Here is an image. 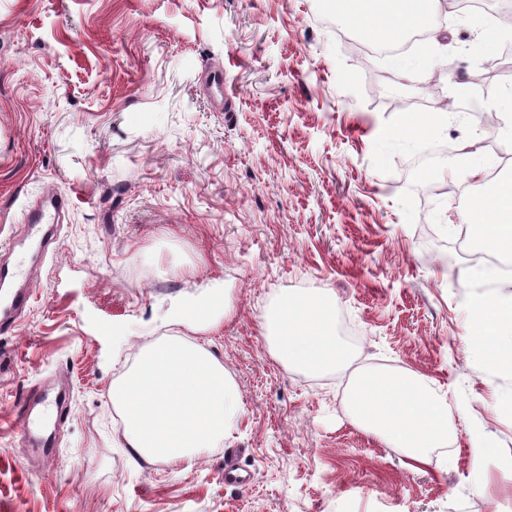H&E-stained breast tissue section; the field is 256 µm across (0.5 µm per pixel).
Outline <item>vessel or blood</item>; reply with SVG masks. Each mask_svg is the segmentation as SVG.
<instances>
[{
  "label": "vessel or blood",
  "instance_id": "b4317fda",
  "mask_svg": "<svg viewBox=\"0 0 512 512\" xmlns=\"http://www.w3.org/2000/svg\"><path fill=\"white\" fill-rule=\"evenodd\" d=\"M70 206L69 198L53 189L43 191L39 198L27 209L24 223L27 227L58 223L61 215ZM19 269L0 270V330L15 329L20 319L34 299L29 288L15 287ZM16 423L25 437L34 439L36 453L55 454V435L62 409L48 391L34 388L27 391L15 406Z\"/></svg>",
  "mask_w": 512,
  "mask_h": 512
}]
</instances>
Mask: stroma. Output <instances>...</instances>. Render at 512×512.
Instances as JSON below:
<instances>
[{
    "mask_svg": "<svg viewBox=\"0 0 512 512\" xmlns=\"http://www.w3.org/2000/svg\"><path fill=\"white\" fill-rule=\"evenodd\" d=\"M504 0L438 10L414 69L362 54L328 0H0V264L43 189L68 195L27 253L35 300L0 332V512H512V374L472 345L481 223L446 188L484 137V90ZM226 74L224 103L203 93ZM442 73L439 91L425 76ZM446 101L453 128L432 131ZM416 128L404 133V117ZM314 290L336 308L345 369L278 361L265 318ZM226 298L194 331L177 304ZM203 344L242 413L192 465L126 448L109 393L146 347ZM427 377L456 437L412 464L346 405L355 370ZM53 377L68 393L58 454L29 467L13 409ZM253 472L224 480V451Z\"/></svg>",
    "mask_w": 512,
    "mask_h": 512,
    "instance_id": "1",
    "label": "stroma"
}]
</instances>
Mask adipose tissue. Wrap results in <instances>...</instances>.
Here are the masks:
<instances>
[{"label": "adipose tissue", "instance_id": "1", "mask_svg": "<svg viewBox=\"0 0 512 512\" xmlns=\"http://www.w3.org/2000/svg\"><path fill=\"white\" fill-rule=\"evenodd\" d=\"M337 16L361 34L388 42L404 40L426 27L439 0H333ZM468 211L491 216V224L467 230L490 254H512V182L488 194L468 196ZM475 347L483 362L498 367L512 359V312L476 303ZM335 307L322 294L284 297L266 328L276 357L307 371L334 369L349 359L335 335ZM114 404L124 411L122 435L143 457L193 464L215 447L240 415L237 391L221 363L203 347L179 339L143 351L125 380L113 386ZM353 420L417 463L433 448L448 444V407L420 375L387 370L356 376L348 393Z\"/></svg>", "mask_w": 512, "mask_h": 512}]
</instances>
